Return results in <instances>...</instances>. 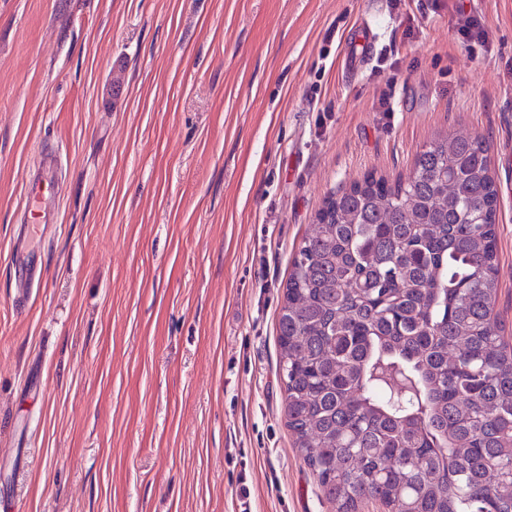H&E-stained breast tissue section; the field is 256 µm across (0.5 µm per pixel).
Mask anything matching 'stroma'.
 I'll use <instances>...</instances> for the list:
<instances>
[{
  "label": "stroma",
  "mask_w": 512,
  "mask_h": 512,
  "mask_svg": "<svg viewBox=\"0 0 512 512\" xmlns=\"http://www.w3.org/2000/svg\"><path fill=\"white\" fill-rule=\"evenodd\" d=\"M466 4L487 41L432 0H0V491L18 512H336L287 426L290 261L329 195L407 176L457 125L491 145L512 342V0ZM39 172L19 308L9 254Z\"/></svg>",
  "instance_id": "35a3bbf8"
}]
</instances>
